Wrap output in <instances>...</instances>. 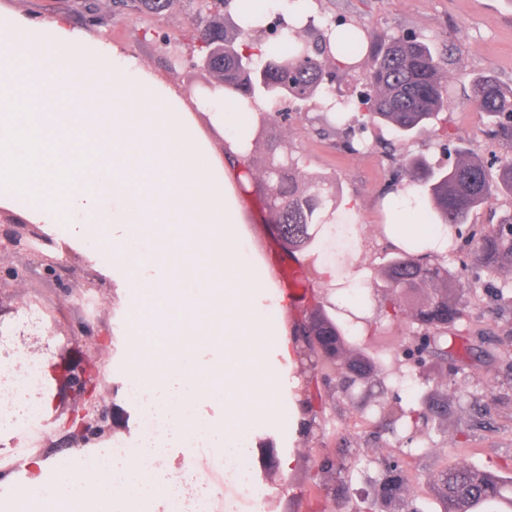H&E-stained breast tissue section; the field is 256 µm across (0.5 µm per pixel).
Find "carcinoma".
<instances>
[{
  "label": "carcinoma",
  "mask_w": 512,
  "mask_h": 512,
  "mask_svg": "<svg viewBox=\"0 0 512 512\" xmlns=\"http://www.w3.org/2000/svg\"><path fill=\"white\" fill-rule=\"evenodd\" d=\"M172 0H112V14L167 11ZM200 39L210 52L209 67L223 72V83L233 92L253 98L267 97L271 103L292 98L307 101L329 96L335 73L329 67L332 49L357 57L362 53L358 32L352 28L337 34L332 22L325 23L315 37H308L299 27H290L288 45L266 53L261 44L242 30L229 38L224 26L198 16ZM468 103L487 117L485 135L498 149L499 163L488 165L462 150L456 163L446 169L425 160L390 154L397 171L409 182L422 187V206L441 224L453 229L466 223L470 213L487 203L502 189L512 193V87L491 76L470 81ZM358 104L366 106L363 125L381 124L405 137L438 120L448 109L444 96L440 63L422 42L408 36L393 37L372 52V65L366 75ZM345 102L331 100L325 107V121L334 130L341 120ZM303 161L300 157L279 159L270 156L264 165L268 183V204L282 225L284 244L297 250L312 248L318 229L336 219V186L327 177L311 175L306 186L298 183ZM477 260L489 276L504 268L512 269V213L486 224L470 238ZM453 256L430 258L428 254H399L384 270L387 287L392 289L384 302L396 319L404 312L399 291L408 294L433 286L430 306L414 308L413 320L433 330L434 345L443 353L456 346L448 340V327L460 320L466 308L462 279L466 267L453 271ZM307 329L321 336L328 332L344 340L343 330L320 309L312 310ZM443 501L444 512H512V476L490 469L451 466L429 478Z\"/></svg>",
  "instance_id": "1"
}]
</instances>
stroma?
Instances as JSON below:
<instances>
[{
	"mask_svg": "<svg viewBox=\"0 0 512 512\" xmlns=\"http://www.w3.org/2000/svg\"><path fill=\"white\" fill-rule=\"evenodd\" d=\"M197 7V0H173L162 16L117 15L93 27L84 0H0V8L6 10L44 20L64 15L74 27L94 28L103 39L123 44L189 98L212 82L200 63L202 48L193 22ZM310 17L317 26L327 20L357 25L369 46L394 35L416 37L439 60L450 101L437 122L405 138L385 127H361L353 111L335 134L322 137L318 134L322 98L292 101L288 121L261 134L247 158L248 165L261 169L267 143L275 141L282 152L304 160L305 172L334 178L343 207H355L360 226L355 268L368 291L363 302L352 299L344 286L313 277L310 255L288 253L274 238L267 222L264 183L251 184L244 195L253 245L271 275L295 260L312 276L310 288L297 296L286 321L295 323L307 308L321 307L345 331L351 355L368 358L374 371L346 392L334 384L321 386L325 407L308 435L297 432L293 424L300 390L280 396L278 418L257 427L245 456L253 485L264 495L263 504L251 500L229 475L222 448H199L189 457L173 442L162 465L202 477L209 486L205 512H355L363 500L372 499L386 465L394 462L408 478V492L418 512H442L429 482L431 475L454 465L512 468V308L498 307L492 286L478 288L468 293L466 313L455 325L469 339L472 354L456 361L454 371L446 374L437 370L431 354L413 356L422 328L406 317L389 320L380 308L385 283L377 272L398 251L384 231V204L400 186L382 144L392 142L397 152L426 158L438 168L454 163L459 148L489 159L493 145L483 133L487 119L468 104V83L490 75L512 85V0H312ZM349 139L365 142V149L357 155L348 153L344 143ZM509 210L512 196L500 193L460 225L455 259L467 265L470 277L482 276L483 271L468 244L469 236L492 216ZM66 258L68 269L59 278L42 275L28 288L8 279L0 281V303L9 309L1 323L15 327L14 309L30 302L42 308L54 331L40 401L45 431L29 444L19 434L0 438V460L23 446L31 457L82 465L111 441L131 443L138 437L135 402L125 390L123 297L103 280L95 260L78 251ZM86 281L94 287L85 294L81 308H73L68 286ZM63 360L95 365L97 390L104 395L112 423L106 436L76 443L60 428L59 409L70 406L73 398L71 390L58 384ZM418 392L447 403V413L386 426L384 407L412 410ZM289 456L295 463L288 471L282 461Z\"/></svg>",
	"mask_w": 512,
	"mask_h": 512,
	"instance_id": "stroma-1",
	"label": "stroma"
}]
</instances>
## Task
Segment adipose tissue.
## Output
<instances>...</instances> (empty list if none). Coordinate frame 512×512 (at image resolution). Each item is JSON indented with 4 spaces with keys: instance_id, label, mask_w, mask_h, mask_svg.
<instances>
[{
    "instance_id": "obj_1",
    "label": "adipose tissue",
    "mask_w": 512,
    "mask_h": 512,
    "mask_svg": "<svg viewBox=\"0 0 512 512\" xmlns=\"http://www.w3.org/2000/svg\"><path fill=\"white\" fill-rule=\"evenodd\" d=\"M275 3L295 25L308 10V0H236L240 26L253 29ZM268 109L219 83L185 98L126 47L66 18L0 11V209L51 234L65 228L63 243L125 291L127 390L168 425L133 460L81 470L33 459L20 495L80 512L140 495L163 506L171 479L152 462L164 442L189 444L202 429L242 452L274 417L284 375L268 348L278 336L281 355L292 356L289 300L256 255L239 192L243 133ZM386 233L401 247L439 246L412 186L389 203ZM357 239L354 211L324 225L314 260L323 282L360 288ZM204 350L210 363L199 360ZM203 404L223 407V419H201Z\"/></svg>"
}]
</instances>
